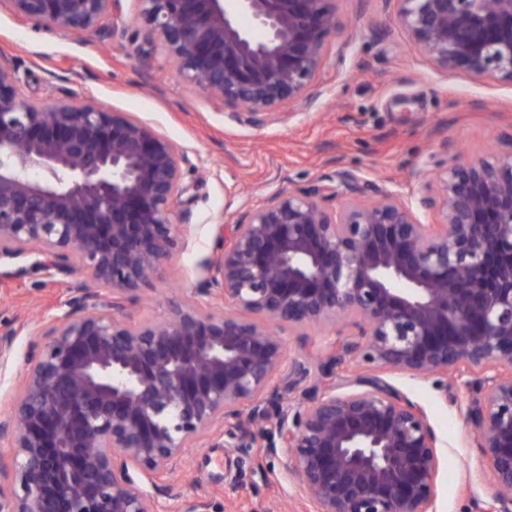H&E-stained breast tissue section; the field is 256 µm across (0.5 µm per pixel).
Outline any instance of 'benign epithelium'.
I'll return each mask as SVG.
<instances>
[{"label":"benign epithelium","mask_w":512,"mask_h":512,"mask_svg":"<svg viewBox=\"0 0 512 512\" xmlns=\"http://www.w3.org/2000/svg\"><path fill=\"white\" fill-rule=\"evenodd\" d=\"M64 36L123 15V0H8ZM132 36L162 51L192 88L254 124L286 104L320 106L314 78L342 31L336 0H135ZM413 47L448 74L512 82V0H388ZM185 151L93 99L25 97L0 58V269L50 280L81 270L60 312L27 326L28 368L0 445L13 450L0 512H158L187 450L251 448L286 461L310 512H435L441 465L425 409L379 373L479 372L465 420L512 512V133L491 154L427 182L424 224L396 191L330 211V185L282 186L217 225L199 296L157 320L127 308L184 237ZM109 290L104 294L97 286ZM230 307L227 312L224 307ZM352 322L334 346L366 371L309 394L308 358L283 329ZM17 331H0V368ZM233 442L224 443V435Z\"/></svg>","instance_id":"benign-epithelium-1"}]
</instances>
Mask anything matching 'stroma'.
<instances>
[{"label": "stroma", "instance_id": "35a3bbf8", "mask_svg": "<svg viewBox=\"0 0 512 512\" xmlns=\"http://www.w3.org/2000/svg\"><path fill=\"white\" fill-rule=\"evenodd\" d=\"M343 36L327 50L314 83L320 108L264 125L239 123L191 89L164 55L126 29L65 37L17 15L0 0V55L18 71L22 93L45 101L64 93L90 97L134 114L188 152L186 247L164 276L129 309L132 321L162 317L165 301L193 294L214 250L216 224H232L280 186L305 190L336 172L354 174L369 190H393L416 201L438 163L494 151L512 131V83L432 68L415 50L387 0H337ZM66 285L40 275L0 284V329L58 312ZM347 322L287 335L289 354L326 352L352 339ZM28 338H15L14 357L0 374V416L13 404L26 369ZM385 382L426 410L443 457L436 512H489L496 486L464 414L478 393L470 374L447 379L388 372ZM180 498H160L159 512H180L186 498L210 501L212 512H306L283 475L284 460L259 462L253 448L187 451Z\"/></svg>", "mask_w": 512, "mask_h": 512}]
</instances>
